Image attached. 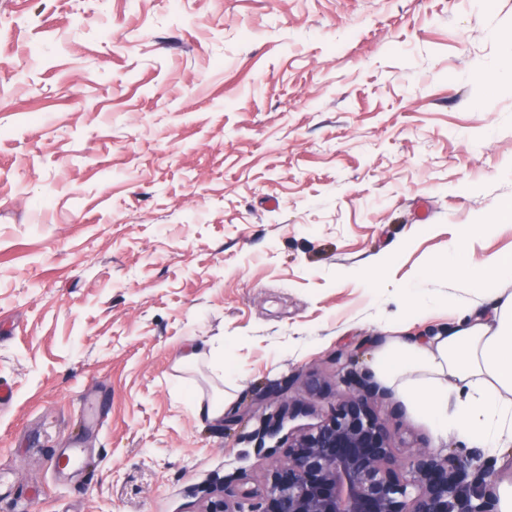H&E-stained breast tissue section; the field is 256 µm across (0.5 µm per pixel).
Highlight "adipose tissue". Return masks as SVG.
<instances>
[{
  "label": "adipose tissue",
  "mask_w": 512,
  "mask_h": 512,
  "mask_svg": "<svg viewBox=\"0 0 512 512\" xmlns=\"http://www.w3.org/2000/svg\"><path fill=\"white\" fill-rule=\"evenodd\" d=\"M434 276L471 279L490 313L470 312L425 340L388 329L371 371L403 402L416 406L439 434L465 435L494 452L512 450V257L492 258L481 272L453 246L433 265Z\"/></svg>",
  "instance_id": "obj_1"
}]
</instances>
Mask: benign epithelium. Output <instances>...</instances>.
Returning <instances> with one entry per match:
<instances>
[{"instance_id": "1", "label": "benign epithelium", "mask_w": 512, "mask_h": 512, "mask_svg": "<svg viewBox=\"0 0 512 512\" xmlns=\"http://www.w3.org/2000/svg\"><path fill=\"white\" fill-rule=\"evenodd\" d=\"M348 384L329 417L278 446L282 455L267 475L262 501L244 510L249 494L238 492V479L229 476L222 494L208 497L198 512H499L480 451H419L409 474H402L392 437L371 407L385 392L363 375ZM285 393L275 390L277 406L261 418L260 454L267 451L265 439L276 437L298 407Z\"/></svg>"}]
</instances>
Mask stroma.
<instances>
[{"label":"stroma","instance_id":"stroma-1","mask_svg":"<svg viewBox=\"0 0 512 512\" xmlns=\"http://www.w3.org/2000/svg\"><path fill=\"white\" fill-rule=\"evenodd\" d=\"M511 35L512 0H0V512L262 495L273 388L315 425L382 325L447 326L463 225L471 268L512 255ZM374 409L402 463L470 450Z\"/></svg>","mask_w":512,"mask_h":512}]
</instances>
